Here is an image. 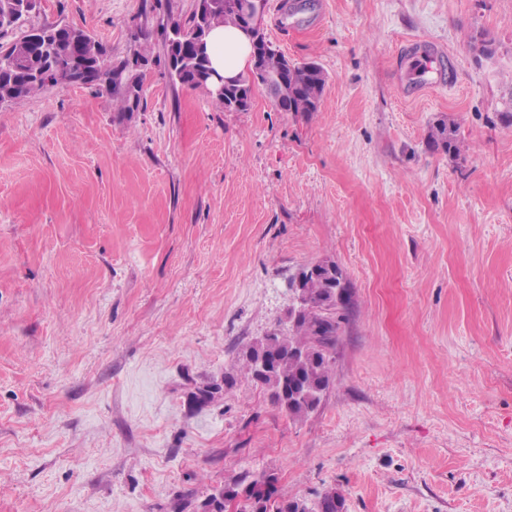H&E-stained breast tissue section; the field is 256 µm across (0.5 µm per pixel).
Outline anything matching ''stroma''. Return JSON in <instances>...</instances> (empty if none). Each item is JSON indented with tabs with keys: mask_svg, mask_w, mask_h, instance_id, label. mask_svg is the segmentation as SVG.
Wrapping results in <instances>:
<instances>
[{
	"mask_svg": "<svg viewBox=\"0 0 512 512\" xmlns=\"http://www.w3.org/2000/svg\"><path fill=\"white\" fill-rule=\"evenodd\" d=\"M298 2L264 32L323 67L306 114L172 83L196 0L29 16L151 62L131 112L106 82L0 104V512H202L260 473L345 512H512V0ZM326 260L352 298L319 408L243 376L195 404ZM457 132V128L454 124L447 125L444 122L438 123L431 132L428 148L431 151L441 149L445 153L452 154L453 156L460 155V138Z\"/></svg>",
	"mask_w": 512,
	"mask_h": 512,
	"instance_id": "35a3bbf8",
	"label": "stroma"
}]
</instances>
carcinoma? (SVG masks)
I'll return each mask as SVG.
<instances>
[{
	"label": "carcinoma",
	"instance_id": "1",
	"mask_svg": "<svg viewBox=\"0 0 512 512\" xmlns=\"http://www.w3.org/2000/svg\"><path fill=\"white\" fill-rule=\"evenodd\" d=\"M208 7L194 11L186 20L171 22L166 40L183 36L186 54L168 58L166 64L175 84L196 87L194 76L199 69H210L207 51L208 37L217 25H241V16L234 8V0H204ZM23 0H0V14H10L13 20H0V35L22 27L23 13L15 10ZM57 32L54 57L43 51L38 33ZM40 32H25L20 37L2 43L7 65L0 66V103L35 95L48 86L59 83L92 84L107 81L112 85V95L122 112L131 109L132 99L127 88L130 76L106 68L101 62V44L82 28L47 24ZM261 71L267 77H280L282 83L275 87V104L282 112L309 113L318 111L326 86L327 76L315 61L292 62L268 45L266 35H261ZM258 79L250 71L238 78L215 101L224 110H247L238 102L252 93ZM428 148L447 154H461L460 138L453 124L444 122L434 126ZM344 279L339 267L319 263L317 271L307 277L303 289L307 306L291 317V328H275L265 336L246 345L239 355V367L244 375L267 390L271 402L289 419L300 422L307 419L319 406L331 382L333 350L340 330L341 311L348 307L338 296L332 283ZM272 355L275 365L271 372L259 375L256 360L262 355ZM244 493L243 505L238 512H342L344 496L331 490L322 494L314 503L304 498H275L274 479L258 475L248 481L231 478L224 483L221 493Z\"/></svg>",
	"mask_w": 512,
	"mask_h": 512
}]
</instances>
